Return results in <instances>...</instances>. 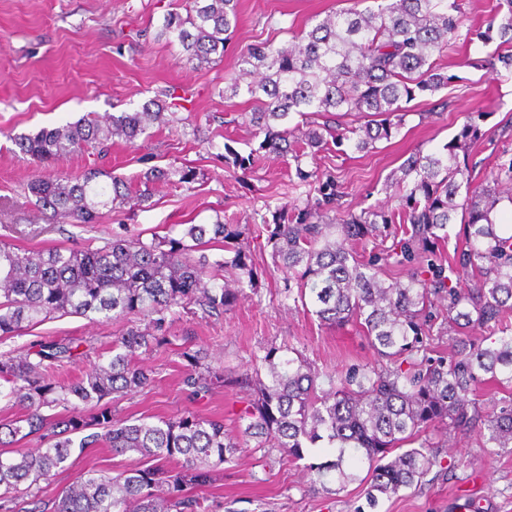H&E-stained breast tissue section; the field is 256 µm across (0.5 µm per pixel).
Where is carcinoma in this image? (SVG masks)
Segmentation results:
<instances>
[{
	"label": "carcinoma",
	"mask_w": 512,
	"mask_h": 512,
	"mask_svg": "<svg viewBox=\"0 0 512 512\" xmlns=\"http://www.w3.org/2000/svg\"><path fill=\"white\" fill-rule=\"evenodd\" d=\"M376 2L374 8L326 15L286 47L241 52L239 71L224 91L248 96L250 122L264 133L259 149L290 153L297 161L305 148L321 147L326 133L356 151L389 140L404 125L411 101L459 79L440 64L452 44L496 37L495 60L512 68V0H505L506 13L499 7L490 11L483 31L464 28L461 0ZM237 22V0H190L186 17L169 14L160 35L179 44L183 60L198 67L211 63L213 54L224 56ZM165 110L150 99L133 112L20 134L14 141L32 160L49 166L77 151L101 149L115 136L133 147L150 125L169 123ZM292 113L334 115L338 122L317 125L301 142L294 131L271 125ZM348 115L365 122L353 127L339 121ZM478 133L471 121L444 151L411 154L394 185L396 210L366 208L326 222L317 208L290 217L281 207L266 225L288 282L297 287L293 301L322 323L359 325L377 355L369 367L329 377L326 388L318 369L291 346H271L250 360L257 388L242 415L247 421L242 435L290 460L305 459L306 448L325 449L324 460L305 466L309 488L317 493L357 482L365 485L373 507L380 494L390 498L418 486L441 465L421 439L435 422L450 432L477 427L489 447L512 448V400L486 411L470 398L485 381L512 392V335H502L503 318L512 311V234L497 233L489 218L502 200L491 183L502 173L512 178V159L496 164L493 179L477 180L459 153L468 151ZM174 175L182 182L191 178L185 171L155 169L145 174L144 189L135 191L116 177L98 182V171L41 179L29 185L27 203L48 221L88 224L104 208L141 205L150 196L149 185ZM458 212L465 247L452 262L438 263L434 244ZM378 224L410 225L403 229L409 238L400 256L426 264L431 278L413 275L405 284L387 285L383 258L354 255L350 245L367 240ZM215 243L234 253L231 261H209L203 251ZM228 263L253 283L252 270L226 240L219 220L189 224L180 239L116 238L97 248L34 252L0 242V336L16 335L56 314L134 316L144 322L114 337L106 361L67 382L55 380L54 372L72 361L79 340H48L24 355H0V396L23 408L15 419L0 422V447L30 436L43 444L11 456L0 452V512H210L208 499L190 490L211 483L216 469L233 462L242 448L224 432V423L189 412L155 422L117 419L112 399L150 384L135 357L169 343L165 314L190 304L205 315L221 314L243 292L214 283L213 272ZM453 276H470L473 284L454 288L448 285ZM441 299L448 300L444 319L457 337L451 356L434 358L424 337ZM474 326L496 337L494 345L472 342L465 332ZM181 357L183 390L192 398L205 397L222 374L204 363L199 349ZM73 400L90 406L89 412H44ZM100 443L114 453H138L154 465L89 471L52 499L34 498L28 508L18 502L34 485L67 469L74 448Z\"/></svg>",
	"instance_id": "cac0c4a2"
}]
</instances>
